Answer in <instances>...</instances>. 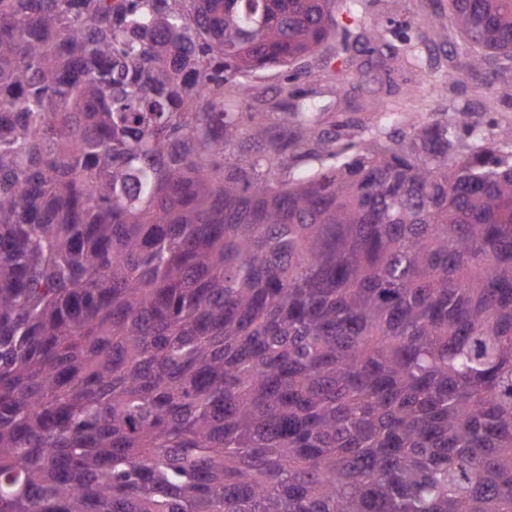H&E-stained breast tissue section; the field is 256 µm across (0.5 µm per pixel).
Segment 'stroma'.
Instances as JSON below:
<instances>
[{
    "label": "stroma",
    "mask_w": 512,
    "mask_h": 512,
    "mask_svg": "<svg viewBox=\"0 0 512 512\" xmlns=\"http://www.w3.org/2000/svg\"><path fill=\"white\" fill-rule=\"evenodd\" d=\"M428 17L434 19L440 33L430 46L428 60L440 90L425 91L421 76L401 67L392 69L387 79H379L375 66L380 59L374 54L363 56L360 74L341 89L332 76L323 74L324 64L315 55L306 64L321 71L322 76L309 83L308 89L324 109V122L353 119L366 125L374 123L376 113L363 108L373 97L384 104H397L413 123L452 121L453 110L458 107L471 111L487 141L498 143L504 135L512 134V61H494L498 71L495 85L492 90L483 89L464 67L470 47L448 23V0H368L367 18L382 31L397 33L406 24H419ZM452 62L458 66L453 76L448 73Z\"/></svg>",
    "instance_id": "35a3bbf8"
}]
</instances>
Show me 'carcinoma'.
<instances>
[{"label":"carcinoma","instance_id":"obj_1","mask_svg":"<svg viewBox=\"0 0 512 512\" xmlns=\"http://www.w3.org/2000/svg\"><path fill=\"white\" fill-rule=\"evenodd\" d=\"M364 10L0 0V512H512V155L244 110ZM448 23L512 60V0ZM288 74V67L270 69L260 78L255 79L254 84L264 93V98L268 102H274L278 97V90L285 83Z\"/></svg>","mask_w":512,"mask_h":512}]
</instances>
